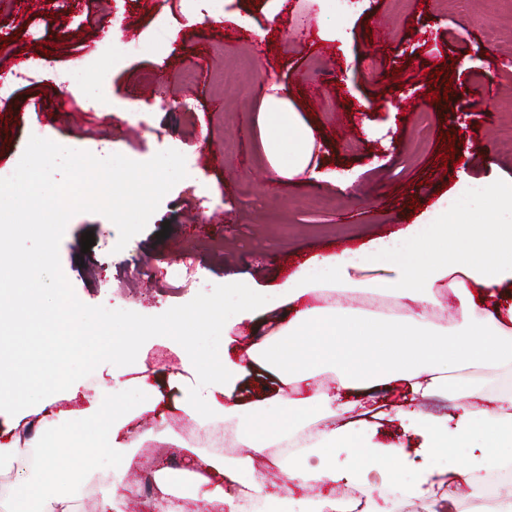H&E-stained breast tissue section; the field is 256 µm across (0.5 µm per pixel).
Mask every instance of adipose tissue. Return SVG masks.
Masks as SVG:
<instances>
[{
	"label": "adipose tissue",
	"mask_w": 512,
	"mask_h": 512,
	"mask_svg": "<svg viewBox=\"0 0 512 512\" xmlns=\"http://www.w3.org/2000/svg\"><path fill=\"white\" fill-rule=\"evenodd\" d=\"M263 151L277 179L308 176L313 132L285 96L265 95L257 115ZM22 167L0 182V416L11 427L37 415L32 446L39 450L38 479L25 487L0 482V512H71L74 492L95 483L100 512H116L132 493L126 473L140 443L127 427L159 397L140 383L131 401H121V385L92 386L87 408L56 409L55 391L73 376L68 361L86 372H118L131 356L132 337L162 334L184 350L195 381L179 385L176 403L199 427L235 423V438L248 456L226 461L200 458L188 498L198 512L225 506L242 512L232 486L263 495L268 512H344L333 490L363 487L362 512H393L394 504L367 481L379 471L384 486L403 496L437 488L447 476L449 490L473 484L478 472L512 458V390L491 387L486 368L512 367V179L479 183L481 201L473 211L454 203L422 223L362 251H344L314 260L277 289L260 290L238 279L224 286V302L191 310L152 326L127 322L122 336L99 329L98 318L50 284L54 251L52 227L77 201L92 198L122 223L134 221L168 176V159L144 173L133 163L84 159L76 141H44L26 147ZM33 231L42 247L31 257L7 253L15 233ZM384 269L382 277L355 279L365 263ZM282 309L278 331L255 343L247 357L203 352L201 336H226L245 319ZM40 345V364L31 367V343ZM257 364L287 394L248 404L231 396L246 369ZM335 372L338 392L322 381ZM401 384L404 401L397 417L405 431L422 437L424 466L407 472L399 462L404 442L376 443L377 426L357 418L364 401H378L391 384ZM440 395L455 402V423L414 407L418 399ZM308 431L309 440L279 467L289 482L307 489L331 486L330 494L297 504L269 491L266 474L254 465L272 445ZM54 495H45V487Z\"/></svg>",
	"instance_id": "obj_1"
}]
</instances>
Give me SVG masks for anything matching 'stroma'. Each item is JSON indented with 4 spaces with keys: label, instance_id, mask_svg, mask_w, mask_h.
<instances>
[{
    "label": "stroma",
    "instance_id": "35a3bbf8",
    "mask_svg": "<svg viewBox=\"0 0 512 512\" xmlns=\"http://www.w3.org/2000/svg\"><path fill=\"white\" fill-rule=\"evenodd\" d=\"M269 0H234L213 17L199 0L201 23L188 25L185 0H0V77L31 62L36 83H16L0 103V170L14 172L32 140L79 141L87 155L133 160L143 171L171 145L195 161L194 179L169 178L134 223L116 224L93 203L71 211L56 230L49 279L61 282L87 311L122 329L131 320L160 322L219 303L224 284L251 278L256 287L284 283L309 260L389 237L418 222L446 192L467 178H512V154L497 138L512 122V9L500 0H356L344 11L317 0L269 20ZM308 29L295 39L300 9ZM123 16L129 43L115 63L103 109L84 106L61 73L90 58L104 59L113 16ZM340 28L342 39H321ZM179 30L176 41L167 34ZM53 52H44L45 44ZM442 71L447 97L429 102L430 74ZM402 80L393 83L392 72ZM242 84L229 95V80ZM286 87L312 128L313 163L325 180L274 184L256 115L259 90ZM449 136L459 162L442 166L440 136ZM208 138L214 158L199 162ZM354 175L352 191L336 178ZM220 213L223 223H207ZM95 242L82 250L81 238ZM198 282L186 284L187 271ZM126 379L150 368L162 396L139 414L132 437L165 458L155 483L169 493L142 501L161 512L182 498L194 454L213 455L205 431L187 434L171 378L188 380L180 351L166 337L139 346Z\"/></svg>",
    "mask_w": 512,
    "mask_h": 512
}]
</instances>
